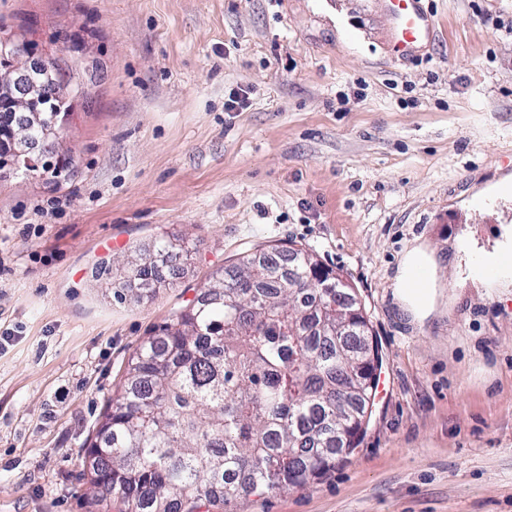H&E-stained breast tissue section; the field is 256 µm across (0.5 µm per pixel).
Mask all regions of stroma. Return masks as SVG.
<instances>
[{"label":"stroma","mask_w":512,"mask_h":512,"mask_svg":"<svg viewBox=\"0 0 512 512\" xmlns=\"http://www.w3.org/2000/svg\"><path fill=\"white\" fill-rule=\"evenodd\" d=\"M430 9L403 60L385 0H0V31L80 56L91 90L69 180L0 179V512H106L79 456L130 356L274 245L349 282L381 378L346 461L237 512H512V266L474 274L512 256V0ZM167 241L149 286L122 282Z\"/></svg>","instance_id":"obj_1"}]
</instances>
